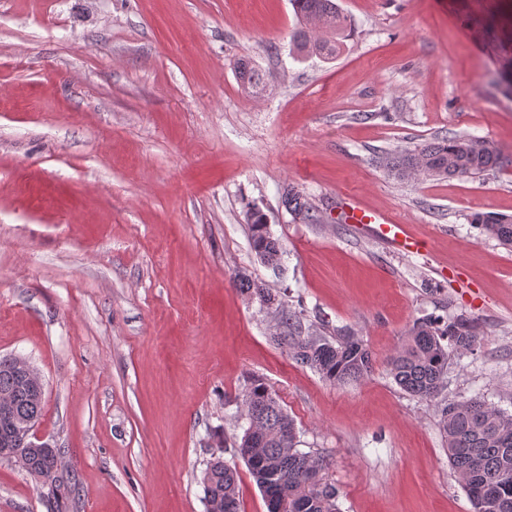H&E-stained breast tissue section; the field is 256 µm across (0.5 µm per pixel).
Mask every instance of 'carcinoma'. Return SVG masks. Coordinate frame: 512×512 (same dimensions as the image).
I'll list each match as a JSON object with an SVG mask.
<instances>
[{
  "instance_id": "carcinoma-1",
  "label": "carcinoma",
  "mask_w": 512,
  "mask_h": 512,
  "mask_svg": "<svg viewBox=\"0 0 512 512\" xmlns=\"http://www.w3.org/2000/svg\"><path fill=\"white\" fill-rule=\"evenodd\" d=\"M298 27L292 33L296 51L303 56L332 59L340 51L347 29L344 15L335 0H292ZM241 88L248 94L267 89L262 74L246 60L237 65ZM501 163L497 148L487 140L456 136L437 137L387 161L389 172L399 179L474 176ZM286 209L310 223L318 221L308 197L294 187L283 194ZM250 244L262 264L281 269L284 248L267 226L258 209L247 215ZM470 223L478 224L490 237L512 246V217L475 213ZM242 292L262 307L278 309L279 323L274 340L288 347L296 361L313 368L330 383L357 380L371 368V354L363 341L344 335L329 340L303 328L300 317L285 311L278 295L245 274L238 275ZM476 325L466 317L448 323L436 317L417 320L408 331L407 343L390 359L394 381L420 399L439 395L448 372V347L471 350L478 342ZM12 403L15 423H37L43 403L20 382L14 358H0V398ZM248 422L235 444L250 474L268 503L282 512H336L335 492L313 481L323 468L317 458L297 448L293 419L276 394L261 378H254L243 395ZM441 427L448 444V459L463 481L474 512H512V414L479 398L462 404L449 403L442 409ZM15 463L40 485L55 478L59 470L55 448L24 447ZM201 484L205 505L216 512H240L237 471L213 457L203 472ZM71 476L51 486L44 505L47 512H63L62 500L75 490Z\"/></svg>"
}]
</instances>
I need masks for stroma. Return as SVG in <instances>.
Instances as JSON below:
<instances>
[{
  "instance_id": "stroma-1",
  "label": "stroma",
  "mask_w": 512,
  "mask_h": 512,
  "mask_svg": "<svg viewBox=\"0 0 512 512\" xmlns=\"http://www.w3.org/2000/svg\"><path fill=\"white\" fill-rule=\"evenodd\" d=\"M336 2L348 36L325 60L293 54L290 0H0V356L41 376L68 512H204L215 454L241 512H268L233 448L256 377L339 512H473L439 422L476 396L512 413V248L468 221L512 215V0ZM242 58L266 94L242 91ZM445 135L503 162L412 180L382 163ZM290 184L318 223L282 206ZM350 197L420 251L346 223ZM252 204L281 270L251 249ZM238 272L313 332L362 339L370 373L334 385L293 360ZM426 315L481 333L432 400L389 369ZM44 493L0 459V512H46Z\"/></svg>"
}]
</instances>
